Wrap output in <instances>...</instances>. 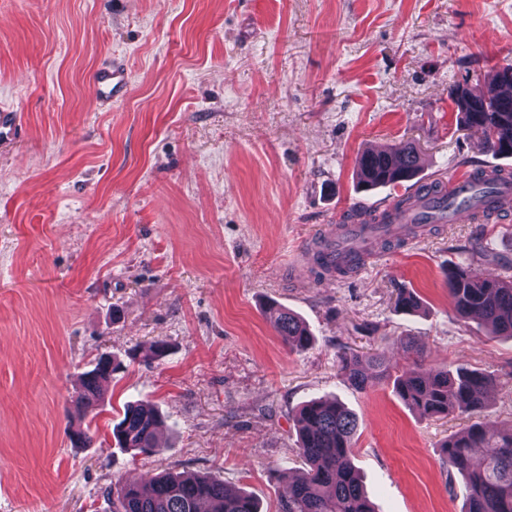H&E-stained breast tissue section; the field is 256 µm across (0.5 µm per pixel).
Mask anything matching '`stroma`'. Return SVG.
Returning <instances> with one entry per match:
<instances>
[{
	"label": "stroma",
	"mask_w": 512,
	"mask_h": 512,
	"mask_svg": "<svg viewBox=\"0 0 512 512\" xmlns=\"http://www.w3.org/2000/svg\"><path fill=\"white\" fill-rule=\"evenodd\" d=\"M115 57L130 87L102 110L92 77ZM508 63L512 0H0V104L24 119L0 149V512H112V486L162 471L219 474L278 512L314 397L356 415L378 512H463L441 445L512 423V341L459 318L446 281L477 241L475 268L504 275L512 211L378 246L345 276H315L309 254L316 232L399 194L359 188L366 150L414 142L423 183L512 171L448 97ZM272 304L308 348L282 343ZM409 337L424 367L494 379L480 414L424 417L392 380L343 381L340 351L401 370ZM104 353L122 366L76 448L71 398ZM135 401L164 416L158 455L112 436ZM270 312L274 317V328L288 348L302 350L309 345L311 334L294 314L275 306L270 308Z\"/></svg>",
	"instance_id": "obj_1"
}]
</instances>
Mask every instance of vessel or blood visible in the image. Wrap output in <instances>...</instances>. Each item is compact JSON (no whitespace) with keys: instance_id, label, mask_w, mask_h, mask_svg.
Listing matches in <instances>:
<instances>
[{"instance_id":"vessel-or-blood-1","label":"vessel or blood","mask_w":512,"mask_h":512,"mask_svg":"<svg viewBox=\"0 0 512 512\" xmlns=\"http://www.w3.org/2000/svg\"><path fill=\"white\" fill-rule=\"evenodd\" d=\"M96 100L103 105L124 99L128 93L129 76L123 63L118 60L104 62L93 74ZM21 132L20 119L10 107L0 106V142L15 141ZM473 174H460L448 182V198L434 197L425 191H408V206L396 207L388 201L375 206L374 212L386 215L392 233L403 234L412 224L429 217L451 224H475L480 213L489 218L512 211V182L497 185L494 193L483 200L476 199ZM380 233L358 224L333 227L318 237L322 256L328 265H351L364 253L374 249Z\"/></svg>"}]
</instances>
